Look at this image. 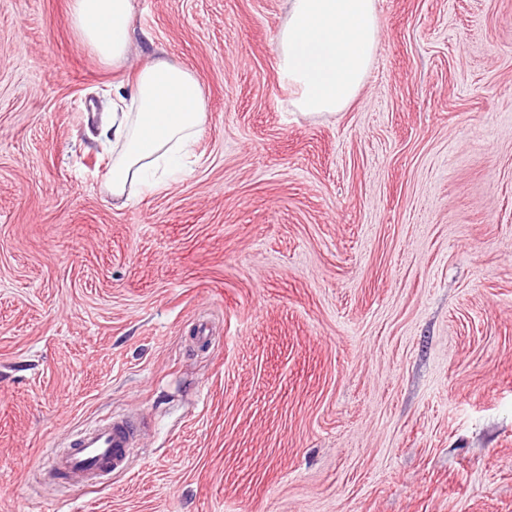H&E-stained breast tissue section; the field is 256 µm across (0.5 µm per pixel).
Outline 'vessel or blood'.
<instances>
[{
	"mask_svg": "<svg viewBox=\"0 0 512 512\" xmlns=\"http://www.w3.org/2000/svg\"><path fill=\"white\" fill-rule=\"evenodd\" d=\"M134 445L130 424L111 419L76 434L47 468L58 480L97 484L107 475L125 471Z\"/></svg>",
	"mask_w": 512,
	"mask_h": 512,
	"instance_id": "b4317fda",
	"label": "vessel or blood"
}]
</instances>
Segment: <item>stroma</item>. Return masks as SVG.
Listing matches in <instances>:
<instances>
[{
	"label": "stroma",
	"mask_w": 512,
	"mask_h": 512,
	"mask_svg": "<svg viewBox=\"0 0 512 512\" xmlns=\"http://www.w3.org/2000/svg\"><path fill=\"white\" fill-rule=\"evenodd\" d=\"M357 98L305 115L288 0H0V512H512V0H378ZM163 59L207 120L114 204L89 120ZM135 421L127 471L43 470ZM133 9V0H72V27L101 60L119 64L128 52Z\"/></svg>",
	"instance_id": "1"
}]
</instances>
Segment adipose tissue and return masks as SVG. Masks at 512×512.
<instances>
[{"mask_svg": "<svg viewBox=\"0 0 512 512\" xmlns=\"http://www.w3.org/2000/svg\"><path fill=\"white\" fill-rule=\"evenodd\" d=\"M133 0H72L78 37L103 61H124ZM381 23L377 0H289L276 44L279 74L294 90L299 112L333 114L357 97L376 57ZM203 91L187 68L162 60L136 74L122 112L112 116V165L107 188L125 198L130 188L165 186L183 171L206 123Z\"/></svg>", "mask_w": 512, "mask_h": 512, "instance_id": "adipose-tissue-1", "label": "adipose tissue"}]
</instances>
